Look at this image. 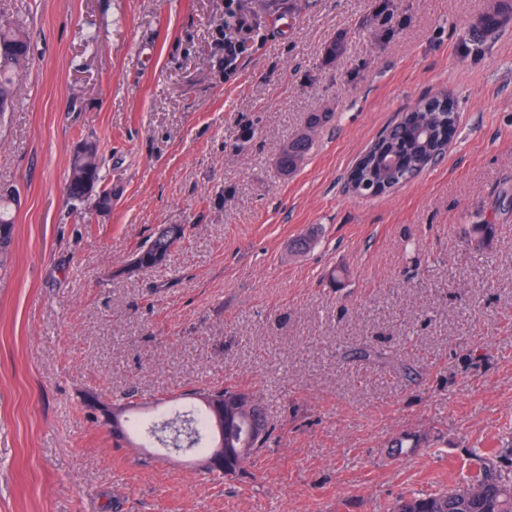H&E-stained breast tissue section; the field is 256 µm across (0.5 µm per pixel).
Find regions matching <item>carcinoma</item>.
Segmentation results:
<instances>
[{"label": "carcinoma", "instance_id": "cac0c4a2", "mask_svg": "<svg viewBox=\"0 0 512 512\" xmlns=\"http://www.w3.org/2000/svg\"><path fill=\"white\" fill-rule=\"evenodd\" d=\"M512 23V0H494L472 23L474 45L482 38L494 34ZM31 56V41L23 27L0 22V97L15 96L16 86ZM327 112H312L305 130L295 134L283 146L278 166L285 175L293 173L306 160L311 148L310 132L323 126L329 119ZM456 126V110L447 94L421 99L400 120L387 129L358 160L352 169L349 182L359 194H369L374 187L378 193H386L423 171L442 152L448 142V127ZM103 157L99 145L92 139H84L73 155L68 193L72 199L85 203L88 208L80 213L84 224H90L94 216L112 209V188L103 185L101 175ZM19 196L14 190L0 189V267L13 242V206ZM170 224L156 227L149 240L135 254L139 256L140 271L148 272L167 264L174 248L185 238V225L179 224L180 235L170 238ZM240 390L236 385H205L190 392L199 405L175 413L159 425L147 427L131 420L126 413L140 405L139 394L130 390L121 397L117 407L125 412L121 422L112 427L116 446L126 441L130 434L139 433L155 437L171 431L170 441L174 448H185L199 456L204 455L218 442L216 427L218 410L213 402L224 403V397ZM260 410L266 424V437L262 443L253 439L255 417L239 414L224 417V471L218 475L234 478L244 472L247 462L266 449L275 431V425L265 403ZM390 512H512V472L499 468L495 457H482L479 473L446 490L426 495H410L398 498Z\"/></svg>", "mask_w": 512, "mask_h": 512}]
</instances>
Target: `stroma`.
Here are the masks:
<instances>
[{
    "label": "stroma",
    "instance_id": "1",
    "mask_svg": "<svg viewBox=\"0 0 512 512\" xmlns=\"http://www.w3.org/2000/svg\"><path fill=\"white\" fill-rule=\"evenodd\" d=\"M239 2L259 39L228 79L224 0H0L33 42L0 121V186L20 197L0 270V512H386L481 453L512 468V25L476 49L487 0H387L388 24L380 0ZM440 91L457 106L444 157L355 194L360 154ZM311 112L333 119L283 175ZM88 137L112 209L85 224L66 184ZM160 224L187 227L167 266L122 275ZM362 345L378 361L346 358ZM225 382L277 426L232 481L165 449L134 465L79 406L136 387L153 416Z\"/></svg>",
    "mask_w": 512,
    "mask_h": 512
}]
</instances>
